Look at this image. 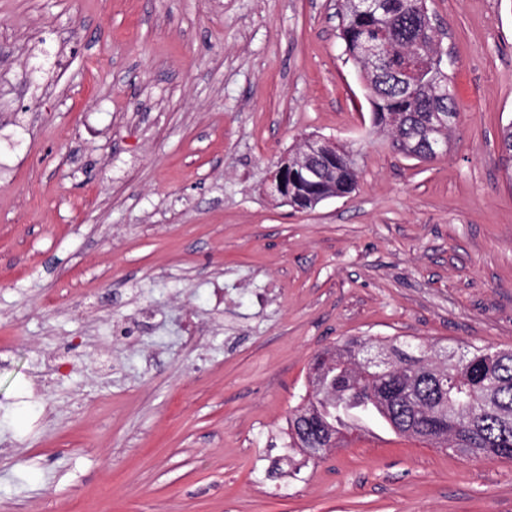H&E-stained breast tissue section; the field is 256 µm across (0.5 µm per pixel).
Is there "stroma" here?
<instances>
[{
  "instance_id": "1",
  "label": "stroma",
  "mask_w": 512,
  "mask_h": 512,
  "mask_svg": "<svg viewBox=\"0 0 512 512\" xmlns=\"http://www.w3.org/2000/svg\"><path fill=\"white\" fill-rule=\"evenodd\" d=\"M427 5L459 120L420 162L336 0H0V512H512L509 459L284 438L350 338L512 349V0ZM312 133L358 186L297 211L263 184Z\"/></svg>"
}]
</instances>
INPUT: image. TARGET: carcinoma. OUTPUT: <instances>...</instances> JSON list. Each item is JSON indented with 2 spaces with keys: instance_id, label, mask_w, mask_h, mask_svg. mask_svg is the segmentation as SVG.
I'll use <instances>...</instances> for the list:
<instances>
[{
  "instance_id": "1",
  "label": "carcinoma",
  "mask_w": 512,
  "mask_h": 512,
  "mask_svg": "<svg viewBox=\"0 0 512 512\" xmlns=\"http://www.w3.org/2000/svg\"><path fill=\"white\" fill-rule=\"evenodd\" d=\"M421 2L381 0L371 14L356 12L345 2L339 16L344 52L366 82L372 128L389 137L396 153L429 162L428 141L449 143L455 127L453 121L437 120L443 88H448L447 111L457 108L454 84L435 62L436 36L421 15ZM372 47L377 49L374 57L369 54ZM357 169L358 154L352 147L336 152L320 169L316 188L295 197V205L304 207L309 196L328 189L338 197L351 194ZM388 345L400 357L391 381L409 397L389 403L375 382L338 362L324 377L311 380L320 391L313 404L315 427L288 421L290 447L304 452L318 433L338 435L339 418L366 398L397 435L473 457L512 459V349L471 345L459 355L448 352V361L439 362L427 344L391 340Z\"/></svg>"
}]
</instances>
